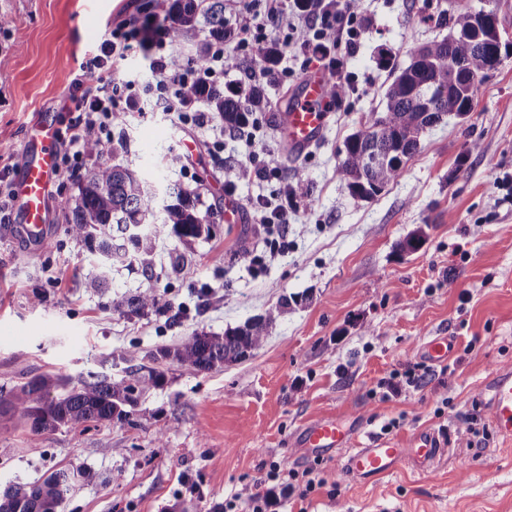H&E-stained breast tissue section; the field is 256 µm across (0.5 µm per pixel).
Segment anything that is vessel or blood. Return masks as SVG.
I'll return each mask as SVG.
<instances>
[{"label": "vessel or blood", "mask_w": 512, "mask_h": 512, "mask_svg": "<svg viewBox=\"0 0 512 512\" xmlns=\"http://www.w3.org/2000/svg\"><path fill=\"white\" fill-rule=\"evenodd\" d=\"M328 80L324 70L307 72L288 103L280 123V133L291 157L302 156L322 138L330 109ZM57 134L54 123L45 122L27 140L29 160L18 191L22 222L17 227L18 232L27 238L40 236L43 229L44 194L58 165ZM487 390L492 421L500 430L511 432L512 371L494 372ZM347 440L348 432L338 419L318 421L307 425L304 430L305 446L317 451L343 447ZM443 451L437 435L422 432L413 437L407 448L375 442L350 449L343 470L349 476L374 480L397 472L408 458L417 461L420 467H427Z\"/></svg>", "instance_id": "1"}]
</instances>
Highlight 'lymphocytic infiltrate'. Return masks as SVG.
I'll return each instance as SVG.
<instances>
[{
	"instance_id": "f902f5d3",
	"label": "lymphocytic infiltrate",
	"mask_w": 512,
	"mask_h": 512,
	"mask_svg": "<svg viewBox=\"0 0 512 512\" xmlns=\"http://www.w3.org/2000/svg\"><path fill=\"white\" fill-rule=\"evenodd\" d=\"M247 20L239 29V47L248 49L251 64L248 78L261 79L266 75L259 66L260 56L269 48L268 29L291 30L289 14H296L309 31L301 44L304 56L320 63H328L333 80L329 85L330 98H339L345 86L342 60H330L332 47L344 46L346 52H354L362 32L368 24L359 7L358 0H250L245 6ZM166 39L163 28L145 29L137 25L134 18H126L109 31V36L96 51L87 54L72 74L74 90L72 102L78 113L76 131L60 135L59 140L66 156L83 158L88 154L86 145L90 137H101L112 129L114 107L112 105V63L124 58L132 44L145 49L155 48ZM151 66L160 77L165 90L161 107L166 112H192L193 121L206 125L207 113L198 104L186 103L182 92L194 86L198 77L190 62L172 53L153 58ZM300 195L274 197L260 203V224L272 237L267 245L270 251H278L283 243L278 236L288 224V211L300 203ZM298 481V497L305 500L329 484V477L322 469L298 473L284 469L280 462H270L259 475L243 478L230 498L224 501V512H237L246 507L248 512H270L272 501L269 486L283 479Z\"/></svg>"
}]
</instances>
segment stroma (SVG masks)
I'll use <instances>...</instances> for the list:
<instances>
[{"label": "stroma", "mask_w": 512, "mask_h": 512, "mask_svg": "<svg viewBox=\"0 0 512 512\" xmlns=\"http://www.w3.org/2000/svg\"><path fill=\"white\" fill-rule=\"evenodd\" d=\"M174 0H0V175L19 186L27 130L42 120L66 127L69 83L82 57L132 16L159 25ZM450 0H362L370 24L347 58L349 93L333 103L322 142L302 159L279 138L281 109L302 78L303 57L281 51L286 83L261 81L269 105L252 132L274 172L228 183L230 165L246 163L245 144L210 113L198 127L165 112L159 77L140 48L114 69L134 82L138 104L113 131V162L140 171L155 189L170 183L200 194L214 211L209 237L184 244L157 239L151 274L116 265L107 288L85 281L99 268L86 245L68 235L62 203L77 182L60 176L45 192L41 240L0 223V388L33 377H121L147 366L163 383L142 396L131 422L91 423L32 434L19 416H0V487L35 482L61 468L86 473L58 512H216L238 482L270 461L287 469L318 465L335 481L302 506L280 489L276 512H512V438L494 427L486 382L512 368V54L482 78L469 115L447 116L423 136L402 175L378 195H351L336 176L346 139L382 111L393 71L411 50L444 37L432 18ZM480 149L469 152L471 143ZM173 147L182 167L163 170ZM309 181L308 205L290 212L285 248L270 254L254 207L280 193L294 170ZM421 234L419 250L398 244ZM154 289L158 310L141 315L116 302ZM271 318L264 345L224 368L191 373L159 351L196 332L221 334ZM436 336L453 340L447 365L432 364L421 390L389 400L378 382L421 361ZM478 416L475 431L464 429ZM342 417L349 446L376 438L409 447L414 433L443 436L445 451L428 470L363 483L342 471L346 450L305 448L306 425ZM398 428L383 432L389 420Z\"/></svg>", "instance_id": "stroma-1"}]
</instances>
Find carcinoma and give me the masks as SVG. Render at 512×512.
Masks as SVG:
<instances>
[{
	"instance_id": "cac0c4a2",
	"label": "carcinoma",
	"mask_w": 512,
	"mask_h": 512,
	"mask_svg": "<svg viewBox=\"0 0 512 512\" xmlns=\"http://www.w3.org/2000/svg\"><path fill=\"white\" fill-rule=\"evenodd\" d=\"M177 8L166 25L170 41L181 43L198 23L197 0H176ZM213 42L192 59L199 74L224 45V0H210L203 13ZM435 26L449 34L417 46L409 65L399 70L385 94V107L373 112L344 144L336 175L350 193L371 198L396 180L419 147V133L444 117L472 110L478 89L476 78L497 67L496 31L479 26L475 16L443 10ZM460 66L451 77L448 64ZM224 119L225 127L239 130L249 125L253 113L268 106L261 91L238 86L228 90L213 83H198L187 94ZM110 140L99 139L89 154L100 163L88 169L77 185L78 193L64 201L68 209L67 232L84 242L100 261L137 263L152 267L153 241L174 233L191 243L209 234L214 212L202 208L200 195L178 183L168 186L171 201L160 206L156 194L137 171L101 158L111 154ZM158 297L145 290L121 303L136 313L156 309ZM270 321L259 318L224 334L194 333L161 356L188 372L221 369L259 349L269 335ZM163 374L154 368L132 369L118 380L92 375L72 385L62 377L37 376L7 391L0 389V415L18 414L34 434L61 427L126 420L138 399L157 387ZM75 474L57 471L34 483H14L0 491V512H57L70 493Z\"/></svg>"
}]
</instances>
